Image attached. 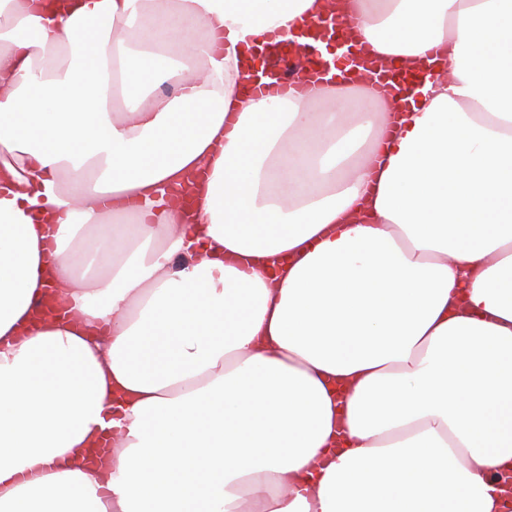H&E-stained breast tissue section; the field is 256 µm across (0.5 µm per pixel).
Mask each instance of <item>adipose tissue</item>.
Instances as JSON below:
<instances>
[{
    "label": "adipose tissue",
    "instance_id": "adipose-tissue-1",
    "mask_svg": "<svg viewBox=\"0 0 512 512\" xmlns=\"http://www.w3.org/2000/svg\"><path fill=\"white\" fill-rule=\"evenodd\" d=\"M347 2L405 111L245 89L323 0H0V512H499L512 0Z\"/></svg>",
    "mask_w": 512,
    "mask_h": 512
}]
</instances>
